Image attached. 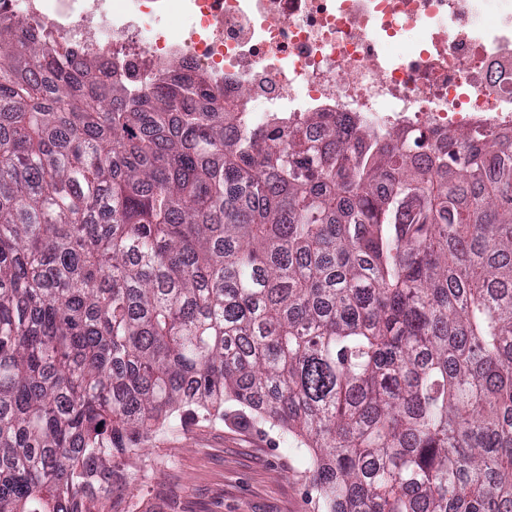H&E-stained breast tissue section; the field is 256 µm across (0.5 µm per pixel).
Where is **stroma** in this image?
<instances>
[{
    "mask_svg": "<svg viewBox=\"0 0 512 512\" xmlns=\"http://www.w3.org/2000/svg\"><path fill=\"white\" fill-rule=\"evenodd\" d=\"M145 448L149 469L124 512H317L304 454L275 428L189 422Z\"/></svg>",
    "mask_w": 512,
    "mask_h": 512,
    "instance_id": "35a3bbf8",
    "label": "stroma"
}]
</instances>
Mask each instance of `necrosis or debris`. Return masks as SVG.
<instances>
[{
  "mask_svg": "<svg viewBox=\"0 0 512 512\" xmlns=\"http://www.w3.org/2000/svg\"><path fill=\"white\" fill-rule=\"evenodd\" d=\"M0 0L129 87L187 64L255 125L349 112L377 135L512 136V0ZM413 38L411 52L390 45Z\"/></svg>",
  "mask_w": 512,
  "mask_h": 512,
  "instance_id": "obj_1",
  "label": "necrosis or debris"
}]
</instances>
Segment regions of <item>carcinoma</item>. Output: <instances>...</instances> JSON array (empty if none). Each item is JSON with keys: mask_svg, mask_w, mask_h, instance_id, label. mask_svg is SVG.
<instances>
[{"mask_svg": "<svg viewBox=\"0 0 512 512\" xmlns=\"http://www.w3.org/2000/svg\"><path fill=\"white\" fill-rule=\"evenodd\" d=\"M95 67L0 22V512H120L226 402L322 512H512V138Z\"/></svg>", "mask_w": 512, "mask_h": 512, "instance_id": "obj_1", "label": "carcinoma"}]
</instances>
